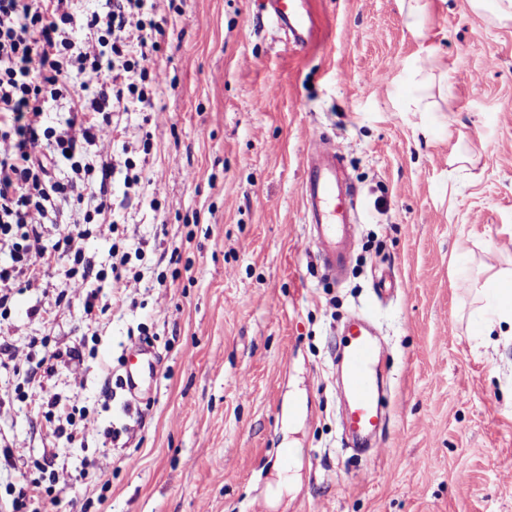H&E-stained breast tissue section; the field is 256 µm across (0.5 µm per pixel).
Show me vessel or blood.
<instances>
[{"instance_id": "vessel-or-blood-1", "label": "vessel or blood", "mask_w": 512, "mask_h": 512, "mask_svg": "<svg viewBox=\"0 0 512 512\" xmlns=\"http://www.w3.org/2000/svg\"><path fill=\"white\" fill-rule=\"evenodd\" d=\"M265 2L272 8L289 43L305 47L315 41L318 28L311 0ZM342 163L341 153L329 138L312 136L303 159V219L311 228L310 246L325 275L334 279L342 276L349 261L350 252L341 243L354 237L353 216L359 204L357 193L339 180ZM385 350L380 337L363 322H347L337 357L342 373L341 422L352 442H361L385 428L387 402L378 374ZM128 363L121 383L123 390L130 393L137 391L144 378L155 377L159 369L158 359L148 353L141 357L129 355Z\"/></svg>"}]
</instances>
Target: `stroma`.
Listing matches in <instances>:
<instances>
[{"instance_id":"1","label":"stroma","mask_w":512,"mask_h":512,"mask_svg":"<svg viewBox=\"0 0 512 512\" xmlns=\"http://www.w3.org/2000/svg\"><path fill=\"white\" fill-rule=\"evenodd\" d=\"M312 2L320 37L301 49L254 0H157L156 62L178 84L153 107L115 105L113 153L165 199L126 202L115 176L119 231L83 242L104 274L89 286L104 290L124 241L143 275L136 304L85 315L58 301L54 267L15 288L0 319L20 352L0 360V449L73 470L92 460L109 479L53 494L44 512H512V346L495 354L471 320L476 287L512 271V24L432 0L442 75L434 109L410 112L421 47L401 0ZM317 132L361 197L337 282L302 221ZM356 314L387 345L389 400L385 433L361 455L343 444L334 365ZM35 336L82 351L47 383L86 412L82 447L36 415L40 389L16 371ZM146 338L156 380L132 405L117 386L104 397L106 373L121 375ZM291 446L301 454L282 466Z\"/></svg>"}]
</instances>
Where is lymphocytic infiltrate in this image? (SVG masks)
I'll use <instances>...</instances> for the list:
<instances>
[{
  "label": "lymphocytic infiltrate",
  "mask_w": 512,
  "mask_h": 512,
  "mask_svg": "<svg viewBox=\"0 0 512 512\" xmlns=\"http://www.w3.org/2000/svg\"><path fill=\"white\" fill-rule=\"evenodd\" d=\"M74 0H0V317L6 316L13 289L37 286L44 273L66 257L69 264L60 283L61 298H78L85 312L110 309L112 297L129 301L140 274L129 275V254L113 250L112 293L87 288L91 266L82 243L89 223L114 231L104 222L112 203L108 184L122 174L126 188L138 201L157 207L159 188L141 191L142 171L132 159L109 157L112 142L111 106L134 101L151 104L167 82L156 65L162 27L148 16V0H111L106 13L86 17L88 35L75 42ZM81 78L82 94H75L69 78ZM66 101L62 124H46L49 102ZM94 160H86L87 150ZM66 174H59L60 166ZM78 212L54 247H47L44 227L56 223L64 210ZM41 415L55 434L76 443L86 424L44 392ZM37 478L14 488L12 512H38L35 503L66 486L101 479L94 464L69 470L45 455L34 460Z\"/></svg>",
  "instance_id": "1"
}]
</instances>
